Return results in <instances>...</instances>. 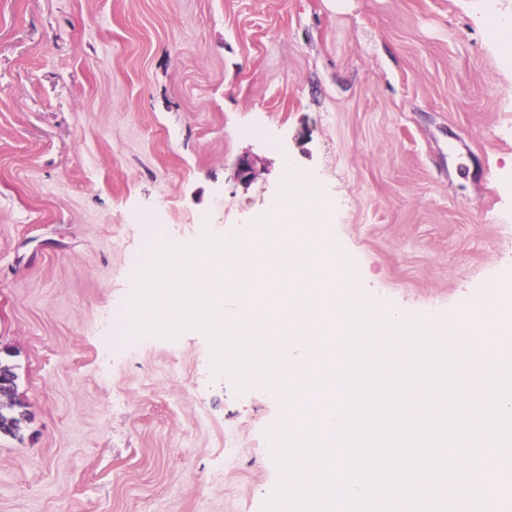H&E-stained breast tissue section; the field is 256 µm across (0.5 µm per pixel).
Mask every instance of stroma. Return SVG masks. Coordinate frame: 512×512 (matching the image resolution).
Here are the masks:
<instances>
[{"mask_svg": "<svg viewBox=\"0 0 512 512\" xmlns=\"http://www.w3.org/2000/svg\"><path fill=\"white\" fill-rule=\"evenodd\" d=\"M341 1L0 0V358L25 416L0 512H260L277 483L280 396L200 365V331L117 357L145 225L241 233L292 168L360 292L444 321L512 288V0Z\"/></svg>", "mask_w": 512, "mask_h": 512, "instance_id": "stroma-1", "label": "stroma"}]
</instances>
